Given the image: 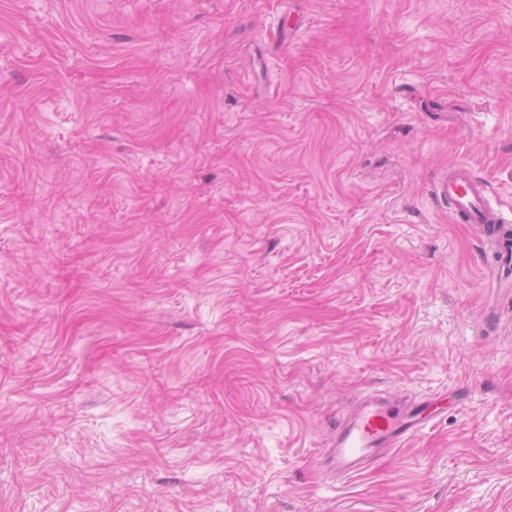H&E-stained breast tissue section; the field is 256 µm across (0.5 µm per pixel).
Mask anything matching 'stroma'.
<instances>
[{"label": "stroma", "instance_id": "1", "mask_svg": "<svg viewBox=\"0 0 512 512\" xmlns=\"http://www.w3.org/2000/svg\"><path fill=\"white\" fill-rule=\"evenodd\" d=\"M512 0H0V512H512ZM426 432L340 484L367 395ZM433 192L448 206L456 222L477 230L497 263H512L511 220L492 202L487 183L468 163L458 162L440 171L433 181Z\"/></svg>", "mask_w": 512, "mask_h": 512}]
</instances>
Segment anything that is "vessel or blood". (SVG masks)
I'll list each match as a JSON object with an SVG mask.
<instances>
[{
  "label": "vessel or blood",
  "instance_id": "obj_1",
  "mask_svg": "<svg viewBox=\"0 0 512 512\" xmlns=\"http://www.w3.org/2000/svg\"><path fill=\"white\" fill-rule=\"evenodd\" d=\"M435 197L456 222L474 227L496 262H512V221L489 195L487 183L471 166L458 162L433 181ZM442 398L368 396L336 422L327 461L337 476L350 480L376 456L402 448L443 412Z\"/></svg>",
  "mask_w": 512,
  "mask_h": 512
}]
</instances>
